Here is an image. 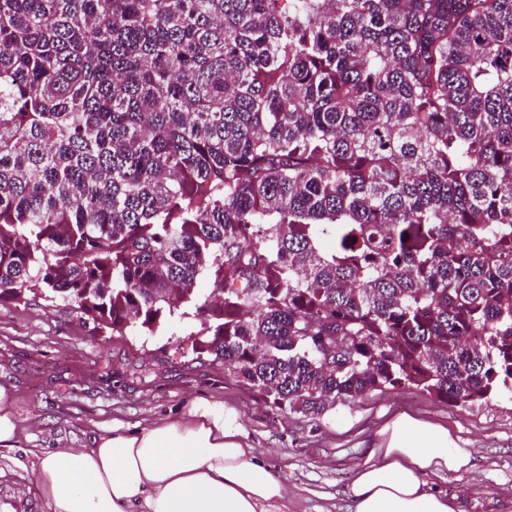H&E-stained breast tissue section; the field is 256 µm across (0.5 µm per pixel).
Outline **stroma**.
Instances as JSON below:
<instances>
[{
    "label": "stroma",
    "instance_id": "stroma-1",
    "mask_svg": "<svg viewBox=\"0 0 512 512\" xmlns=\"http://www.w3.org/2000/svg\"><path fill=\"white\" fill-rule=\"evenodd\" d=\"M196 325L177 318L156 335L121 337L98 332L60 302L0 306V386L16 392L25 429L18 447H0V505L43 512L23 493L35 453L89 446L116 420L177 419L192 397L204 396L240 411L251 442L288 484V512H349L355 470L378 430L402 411L448 427L472 454L466 470L430 477V484L456 497L461 512H512V396L451 407L417 390L389 388L318 415L282 411L221 364L164 362L160 346Z\"/></svg>",
    "mask_w": 512,
    "mask_h": 512
}]
</instances>
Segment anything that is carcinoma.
I'll use <instances>...</instances> for the list:
<instances>
[{"instance_id": "obj_1", "label": "carcinoma", "mask_w": 512, "mask_h": 512, "mask_svg": "<svg viewBox=\"0 0 512 512\" xmlns=\"http://www.w3.org/2000/svg\"><path fill=\"white\" fill-rule=\"evenodd\" d=\"M30 293L191 314L160 352L282 411L512 394V0H0V306Z\"/></svg>"}]
</instances>
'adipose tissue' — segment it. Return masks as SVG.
Masks as SVG:
<instances>
[{"instance_id": "1", "label": "adipose tissue", "mask_w": 512, "mask_h": 512, "mask_svg": "<svg viewBox=\"0 0 512 512\" xmlns=\"http://www.w3.org/2000/svg\"><path fill=\"white\" fill-rule=\"evenodd\" d=\"M470 461L447 428L399 413L350 483L352 510L458 512L427 478ZM26 490L46 512H288V486L250 442L240 412L205 397L178 420L116 423L90 447L41 454Z\"/></svg>"}]
</instances>
